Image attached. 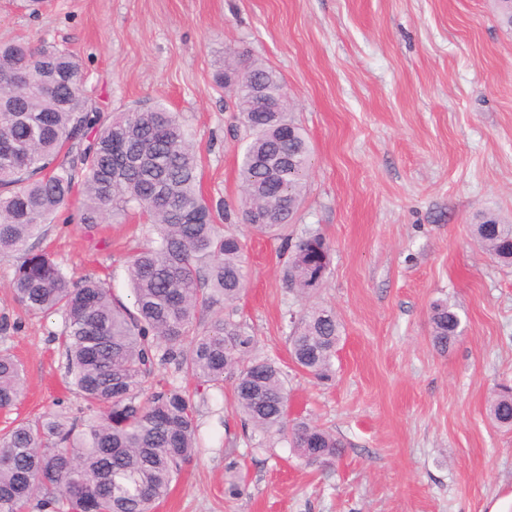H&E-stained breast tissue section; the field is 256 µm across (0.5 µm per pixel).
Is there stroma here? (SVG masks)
<instances>
[{"label": "stroma", "mask_w": 512, "mask_h": 512, "mask_svg": "<svg viewBox=\"0 0 512 512\" xmlns=\"http://www.w3.org/2000/svg\"><path fill=\"white\" fill-rule=\"evenodd\" d=\"M20 38L74 51L101 112L162 104L179 115L203 196L223 202L225 229L247 243L235 319L286 373L290 415L346 443L331 467L258 445L225 380L199 403L201 448L154 512H487L512 492V429L488 415L493 389L512 384V266L470 234L480 211L512 221V29L495 0H0V41ZM230 45L280 75L313 145L290 232L331 246L313 301L335 311L343 335L325 383L288 354L301 302L282 283L280 241L241 220L247 133L215 81ZM44 230L31 246L73 277L108 276L127 298L138 216L91 230L63 211ZM19 261L0 256V349L26 376L13 415L64 407L87 418L63 379L62 314L33 318L13 299ZM436 301L461 318L445 351L432 344ZM235 478L245 491L233 497Z\"/></svg>", "instance_id": "35a3bbf8"}]
</instances>
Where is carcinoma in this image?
I'll use <instances>...</instances> for the list:
<instances>
[{"label": "carcinoma", "instance_id": "obj_1", "mask_svg": "<svg viewBox=\"0 0 512 512\" xmlns=\"http://www.w3.org/2000/svg\"><path fill=\"white\" fill-rule=\"evenodd\" d=\"M235 97L249 133L239 164L242 220L283 237L282 281L307 300L322 286L301 254L330 252L308 233L290 242L288 226L306 190L312 145L288 113V89L262 62L237 61ZM264 86L255 95L249 81ZM78 57L54 43H0V254L20 253L11 292L30 316L63 314L59 349L68 386L97 414L85 421L63 411L19 420L0 434V512H150L166 498L195 454L198 424L189 393L156 374L171 367L201 385L230 378L243 431L286 441L306 463L329 465L343 440L301 418H288V387L277 362L255 354L244 324L217 316L200 332L198 308L235 303L248 284L245 243L218 223V208L199 188L200 156L179 116L164 106L110 119L89 109ZM92 229L133 212L146 243L128 264L133 296L126 305L109 280L73 279L50 254L27 247L43 226L73 205ZM473 239L512 265V224L481 212ZM292 361L317 380L333 373L341 340L336 313L305 304L291 317ZM432 342L445 350L462 335L461 318L436 302ZM20 363L0 351V410L21 396ZM488 412L512 426V387L500 386Z\"/></svg>", "mask_w": 512, "mask_h": 512}]
</instances>
